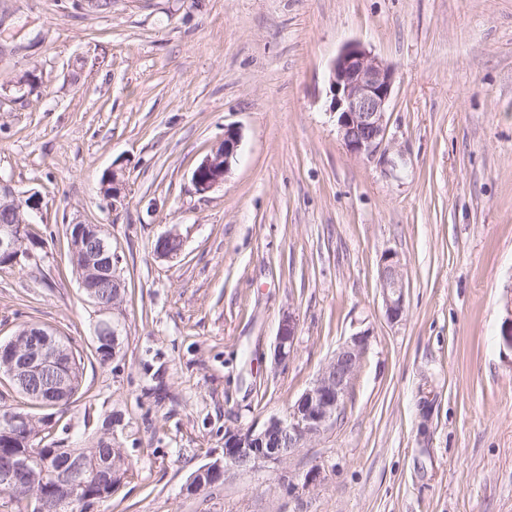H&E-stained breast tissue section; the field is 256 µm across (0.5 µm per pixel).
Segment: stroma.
<instances>
[{"mask_svg": "<svg viewBox=\"0 0 512 512\" xmlns=\"http://www.w3.org/2000/svg\"><path fill=\"white\" fill-rule=\"evenodd\" d=\"M1 30L0 177L38 193L44 259L0 266V341L39 321L92 344L65 224L104 225L123 258L122 351L86 365L88 398L50 424L75 447L121 417L137 476L93 512H512V0H0ZM349 41L396 72L390 150L370 160L330 112ZM229 126L237 158L196 193ZM170 231L182 252L158 258ZM288 313L298 339L278 366ZM367 327L340 420L279 466L183 495L225 430L285 416ZM240 142L241 135L237 128H225L224 140L205 155L192 172V183L199 194L208 193L224 183ZM379 282L384 314L388 321L396 323L403 318L406 311L404 276L396 255L390 253L384 257Z\"/></svg>", "mask_w": 512, "mask_h": 512, "instance_id": "1", "label": "stroma"}]
</instances>
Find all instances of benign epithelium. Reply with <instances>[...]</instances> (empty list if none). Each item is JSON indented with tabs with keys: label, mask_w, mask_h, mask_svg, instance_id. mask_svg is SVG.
Instances as JSON below:
<instances>
[{
	"label": "benign epithelium",
	"mask_w": 512,
	"mask_h": 512,
	"mask_svg": "<svg viewBox=\"0 0 512 512\" xmlns=\"http://www.w3.org/2000/svg\"><path fill=\"white\" fill-rule=\"evenodd\" d=\"M396 80L395 69L378 60L361 43H345L329 65L330 111L336 114L338 136L347 153L355 157H373L388 149L387 110ZM241 135L237 128L224 129V140L197 164L192 172L196 191L205 194L224 183L232 160L237 156ZM6 202L15 222L0 224V260L11 266L23 265L35 255L24 249L16 232L18 224H34L40 214L39 197L33 193H18L10 183L0 178V202ZM69 236L70 251L81 254L87 276L79 285L86 302L94 309L93 336L101 339L117 359L121 347L123 326L120 318L122 301L115 296L106 305L99 303L96 289L113 284L124 287L119 272L121 258L113 251L110 236L101 233L97 224L73 222ZM161 247L157 257L172 259L180 254L182 240L169 232L159 237ZM383 310L388 321H400L406 311L404 276L396 255L384 257L379 275ZM298 323L293 314L280 321L274 349L278 364L288 361L297 339ZM27 344L16 339L0 347L8 377L21 392L38 400L60 401L70 397V377L54 369L53 360L64 353L53 329H25ZM372 331L360 330L347 338L332 359L309 383L299 398L288 407L286 418L273 416L262 425L224 432V456L210 461L190 476L183 492L194 496L206 483L223 479L232 471H254L270 464H281L304 445L319 437L336 422L343 411L353 381L366 353ZM51 469L65 482L72 494L83 488L79 481L82 461L73 456L45 457ZM24 471L18 456L12 455L0 463V484L6 487L20 484Z\"/></svg>",
	"instance_id": "benign-epithelium-1"
}]
</instances>
